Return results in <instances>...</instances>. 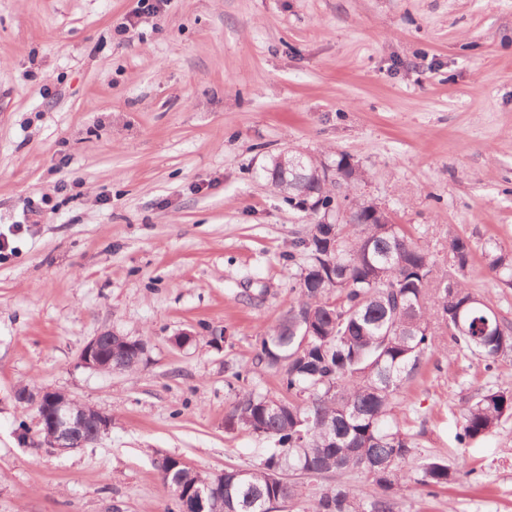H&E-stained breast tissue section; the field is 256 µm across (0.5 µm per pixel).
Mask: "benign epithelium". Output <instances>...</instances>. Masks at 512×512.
<instances>
[{"mask_svg": "<svg viewBox=\"0 0 512 512\" xmlns=\"http://www.w3.org/2000/svg\"><path fill=\"white\" fill-rule=\"evenodd\" d=\"M112 333L92 337L80 354V362L92 370H112ZM23 402L31 401L38 410V425L48 433V440L37 446L47 451H73L84 448L99 439L112 426V418L102 412L79 404L57 391L44 390L32 394L26 390L17 393Z\"/></svg>", "mask_w": 512, "mask_h": 512, "instance_id": "obj_1", "label": "benign epithelium"}]
</instances>
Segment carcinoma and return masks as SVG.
<instances>
[{
  "instance_id": "carcinoma-1",
  "label": "carcinoma",
  "mask_w": 512,
  "mask_h": 512,
  "mask_svg": "<svg viewBox=\"0 0 512 512\" xmlns=\"http://www.w3.org/2000/svg\"><path fill=\"white\" fill-rule=\"evenodd\" d=\"M288 160L269 159L264 179L288 204L307 212L312 224L288 252L289 287L297 292L279 322L260 337L256 368L272 370L281 395L242 390L226 426L264 437L274 447L252 468L229 466L224 481L169 458L155 465L176 506L186 499L200 512H280L298 495L288 477L330 475L310 512H397L396 491L410 478L407 463L416 446L394 412L404 382L418 375L441 334L459 351L491 366L512 354V325L490 301L466 288L461 272L472 245L448 243L453 270L437 275L436 262L387 212L370 213L365 200L345 204L341 190L364 172L344 153L329 163L302 157L297 175ZM339 180L326 179V169ZM302 264L294 267L296 257ZM487 269L512 287V254L484 249ZM465 320V330L456 319ZM139 341H112V364L135 369ZM512 418V391L483 387L465 401L460 440L477 441ZM369 476L376 492L357 497L346 477ZM466 458L450 467L427 458L415 482L430 489L470 475Z\"/></svg>"
}]
</instances>
